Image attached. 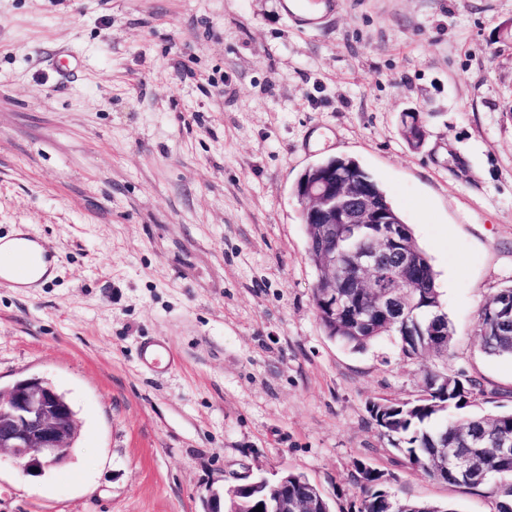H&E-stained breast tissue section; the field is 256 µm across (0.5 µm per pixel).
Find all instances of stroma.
Instances as JSON below:
<instances>
[{
	"mask_svg": "<svg viewBox=\"0 0 512 512\" xmlns=\"http://www.w3.org/2000/svg\"><path fill=\"white\" fill-rule=\"evenodd\" d=\"M328 157L376 178L429 256L447 358L324 332L294 186ZM19 231L57 268L0 285V388L49 379L80 434L41 475L0 458V512H202L286 471L348 512L356 459L400 498L492 512L404 465L368 409L446 365L512 410V359L476 337L512 285V0H338L311 29L281 0H0V239ZM148 336L170 373L141 369ZM270 482L263 477H260L259 482H252V479L230 486H224L222 490L211 489L209 494L204 498L203 512H235L237 509L236 494L258 488L262 484H269ZM226 505V508H225Z\"/></svg>",
	"mask_w": 512,
	"mask_h": 512,
	"instance_id": "1",
	"label": "stroma"
}]
</instances>
